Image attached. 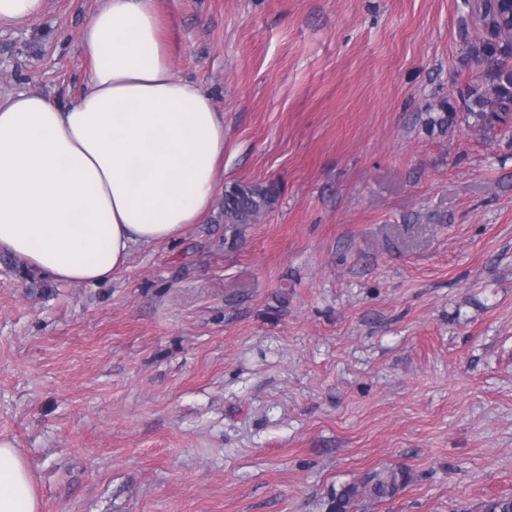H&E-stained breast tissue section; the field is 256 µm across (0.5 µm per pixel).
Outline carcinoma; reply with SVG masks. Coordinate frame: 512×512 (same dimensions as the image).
I'll list each match as a JSON object with an SVG mask.
<instances>
[{"label": "carcinoma", "mask_w": 512, "mask_h": 512, "mask_svg": "<svg viewBox=\"0 0 512 512\" xmlns=\"http://www.w3.org/2000/svg\"><path fill=\"white\" fill-rule=\"evenodd\" d=\"M474 24L482 38L472 46L476 62L489 68L485 89L471 88L464 99L466 118L481 130L512 115V21L502 20L497 0H483ZM456 115L455 108L440 101L427 114L426 125L441 131ZM277 184L232 183L224 188V224L238 231L239 227L257 223L277 202ZM406 481L401 469L374 472L359 485H349L331 495L330 512H350L353 503L366 497L380 500L395 494Z\"/></svg>", "instance_id": "1"}]
</instances>
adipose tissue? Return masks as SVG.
Listing matches in <instances>:
<instances>
[{"label":"adipose tissue","mask_w":512,"mask_h":512,"mask_svg":"<svg viewBox=\"0 0 512 512\" xmlns=\"http://www.w3.org/2000/svg\"><path fill=\"white\" fill-rule=\"evenodd\" d=\"M78 41L90 69L75 98H0V252L59 283L98 284L134 245L173 239L210 212L224 115L176 74L159 0H103ZM0 512H41L8 441Z\"/></svg>","instance_id":"ef3b65f1"}]
</instances>
